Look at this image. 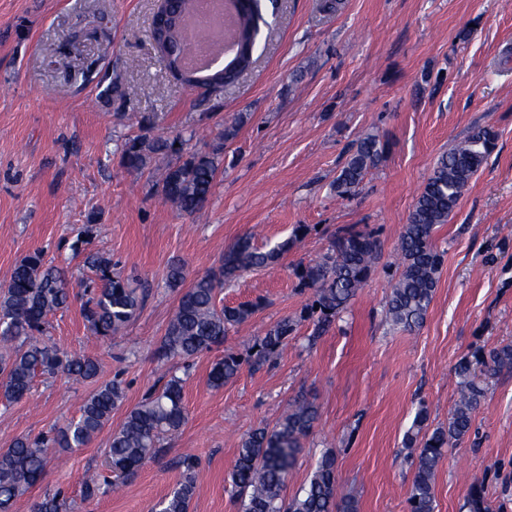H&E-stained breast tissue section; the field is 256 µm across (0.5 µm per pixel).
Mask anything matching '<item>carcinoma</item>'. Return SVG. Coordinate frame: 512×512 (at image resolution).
<instances>
[{
    "label": "carcinoma",
    "mask_w": 512,
    "mask_h": 512,
    "mask_svg": "<svg viewBox=\"0 0 512 512\" xmlns=\"http://www.w3.org/2000/svg\"><path fill=\"white\" fill-rule=\"evenodd\" d=\"M268 1L275 2L243 0L236 9L239 50L232 60L237 72L255 63L260 32L268 25ZM195 3L196 0H171L173 18L164 37L177 47L178 54L162 57L169 68L186 49L184 24L193 15ZM101 95L118 103L120 108L131 102V93L117 74ZM497 138L493 127L478 126L436 160L400 235L395 278L390 283L385 308L386 319L393 328L411 331L425 321L443 265V253L434 242L436 226L448 223L463 191L481 170ZM383 152L377 137L367 135L358 139L354 152L333 183L336 196L354 195ZM158 155L167 157L168 161L155 183L156 191L182 212H199L214 188L218 154L190 152L180 136H139L126 142L122 162L129 169L142 170ZM307 233L308 227L300 225L292 238L266 250L256 248L249 238L241 239L224 255L218 272L195 279L182 293L160 340L158 357L187 362L221 345L231 329L249 320L261 307L259 302L219 305L218 295L224 282L248 271L279 264L294 242ZM380 257L381 243L372 230L352 226L330 235L326 251L318 260L295 270L296 287L311 290V302L299 316L279 320L257 340L256 363L273 361L303 321H312V338L321 336L365 288ZM86 263L100 273V283L83 307L87 326L103 338L117 335L140 311L143 295L110 259L95 254L88 256ZM184 281L183 266L169 265L165 275L168 287L180 288ZM67 300L63 275L45 264L39 251L16 264L8 281L0 286V343L13 345L0 355L1 399L11 402L26 396L39 373L48 376L61 373L84 381L98 378L101 372L98 360L68 354L36 338V334L45 333L48 316L64 307ZM242 363L241 356L225 353L213 364L210 386L224 387L238 375ZM504 369H512V345L495 349L486 358L461 361L456 367L460 378L459 399L446 427L425 432L428 409L420 405L405 434V447L416 455L407 497L408 512H435L434 479L445 449L470 432L473 413L484 397V384ZM124 398L121 381L106 382L83 401L78 416L54 433L34 438L21 436L11 447L0 448V512H12L16 501L41 480L47 449L87 447L111 422L112 411ZM318 419V408L312 401L296 399L288 404L274 425L260 426L241 438L231 476L240 512H357L356 502L340 495L336 454L332 450L321 455L308 484L298 494L290 499L282 496L288 472ZM186 421L183 380L171 375L127 412L122 424L112 433L107 469L83 482V497L91 499L101 489L112 488L114 482L132 478L147 460L156 456L163 439L179 431ZM182 465L186 469L183 480L159 502L157 512H188L196 489L197 464L188 459ZM68 508L67 500L55 493L34 500L30 512H68ZM468 508L469 512H489L482 485L470 487Z\"/></svg>",
    "instance_id": "carcinoma-1"
}]
</instances>
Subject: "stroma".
<instances>
[{"label": "stroma", "instance_id": "stroma-1", "mask_svg": "<svg viewBox=\"0 0 512 512\" xmlns=\"http://www.w3.org/2000/svg\"><path fill=\"white\" fill-rule=\"evenodd\" d=\"M155 9L154 0H0V285L42 251L70 289L67 307L49 318L51 342L103 364L98 381L39 376L26 397L0 402V448L77 416L98 383L117 378L126 387L109 427L85 448L52 449L13 512L56 492L70 512H152L182 480L187 457L199 471L189 512H238L229 475L240 439L302 396L319 421L284 496L297 494L331 449L358 512H406L414 469L403 438L418 404L428 407L429 427L447 425L458 362L512 344V0H340L334 10L326 0H277L256 64L217 96L169 75L149 41ZM110 72L136 90L120 111L100 96ZM231 123L235 137L219 141ZM486 124L496 145L435 234L444 263L425 322L410 333L392 329L386 263L437 157ZM178 134L189 149L221 150L198 214L154 190L156 166L121 163L129 139ZM368 134L385 151L356 194L338 197L332 183ZM300 224L309 234L279 265L225 284L224 304L263 300L252 318L190 364L158 359L179 298L165 285L171 263L192 280L217 270L241 238L262 248ZM349 225L375 231L381 243L367 287L322 336L301 323L273 363L255 364V338L312 299L298 290L295 268ZM90 252L146 289L135 319L108 341L83 317L82 283L96 276L84 262ZM228 351L243 358L242 369L213 389L211 367ZM166 372L184 380L186 424L128 482L83 498L113 429ZM474 483L484 485L491 512H512V370L490 379L470 434L446 449L436 512H468Z\"/></svg>", "mask_w": 512, "mask_h": 512}]
</instances>
